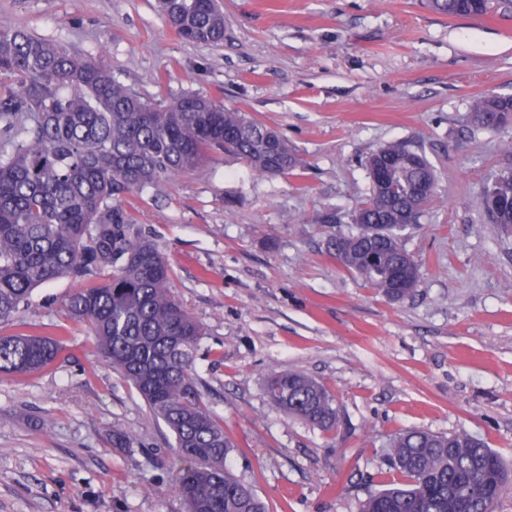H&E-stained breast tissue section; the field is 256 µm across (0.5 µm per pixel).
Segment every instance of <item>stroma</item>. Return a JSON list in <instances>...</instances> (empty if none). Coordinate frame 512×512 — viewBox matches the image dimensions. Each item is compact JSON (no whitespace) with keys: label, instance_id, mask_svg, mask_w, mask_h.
<instances>
[{"label":"stroma","instance_id":"1","mask_svg":"<svg viewBox=\"0 0 512 512\" xmlns=\"http://www.w3.org/2000/svg\"><path fill=\"white\" fill-rule=\"evenodd\" d=\"M220 45L183 41L157 0H0V17L101 57L146 97L202 93L276 129L308 164L259 175L215 155L130 211L171 267L175 298L205 331L196 368L236 446L228 465L270 512H360L402 430L468 432L512 464V233L480 207L512 165V127L476 129L469 102L512 95V10L448 17L426 0H220ZM423 153L437 192L403 243L420 265L393 301L326 251L362 201L366 157ZM62 279L36 289L0 335L61 331V358L0 377V512H184L185 460L134 388L97 354ZM335 396L336 432L272 408L271 372ZM120 428L133 448L113 447Z\"/></svg>","mask_w":512,"mask_h":512}]
</instances>
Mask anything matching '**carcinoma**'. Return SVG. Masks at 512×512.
<instances>
[{
  "label": "carcinoma",
  "mask_w": 512,
  "mask_h": 512,
  "mask_svg": "<svg viewBox=\"0 0 512 512\" xmlns=\"http://www.w3.org/2000/svg\"><path fill=\"white\" fill-rule=\"evenodd\" d=\"M178 36L200 46L224 40L216 0H158ZM432 10L482 16L490 0H429ZM511 96L470 101L478 129L511 126ZM238 157L257 173L284 176L307 163L279 133L208 95L187 93L154 103L119 81L100 58L0 18V322L32 292L60 279L78 287L69 313L85 323L103 359L163 420L188 466L175 482L186 512H267L252 487L226 461L234 450L224 424L207 410L195 361L205 335L173 296L169 264L125 208L148 187L171 183L215 153ZM368 196L348 214V231L328 242L345 270L393 300L414 295L419 267L402 232L420 223L437 176L426 157L401 144L365 161ZM483 195L501 202L484 209L512 231V169L489 178ZM64 336H0V376L40 372L65 349ZM271 407L334 433L333 394L297 371L265 381ZM395 477L368 494L361 512H487L512 469L480 439L412 429L386 454Z\"/></svg>",
  "instance_id": "obj_1"
}]
</instances>
